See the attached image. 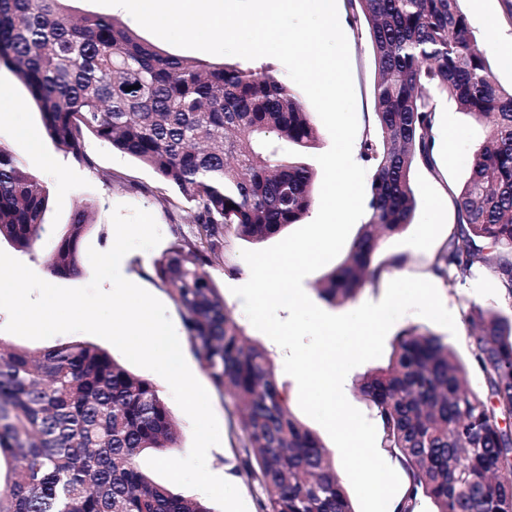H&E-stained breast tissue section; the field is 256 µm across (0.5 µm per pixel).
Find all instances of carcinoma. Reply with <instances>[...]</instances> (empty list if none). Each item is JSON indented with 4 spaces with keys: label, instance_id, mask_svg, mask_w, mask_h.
I'll return each instance as SVG.
<instances>
[{
    "label": "carcinoma",
    "instance_id": "carcinoma-1",
    "mask_svg": "<svg viewBox=\"0 0 512 512\" xmlns=\"http://www.w3.org/2000/svg\"><path fill=\"white\" fill-rule=\"evenodd\" d=\"M461 0H346L368 29L375 62V129L359 158L371 173L368 218L319 296L334 305L400 268L372 265L381 236L411 223L416 162L436 168L439 100L491 116L486 142L455 196L457 227L433 273L451 287L491 268L511 312L474 308L472 365L419 326L398 333L388 364L364 373L358 393L381 429L380 447L407 486L395 512H512V88L502 86ZM0 61L36 103L54 144L88 162L90 134L147 165L192 205L191 237L153 263L181 311L191 349L238 413L237 472L260 486L258 512H354L319 437L291 413L269 352L251 342L209 269L225 262L226 233L261 242L305 217L314 171L284 144L314 147L310 112L271 67L242 68L166 54L109 16L72 17L63 0H0ZM132 90H127V87ZM50 191L0 143V239L34 256ZM91 212L76 210L44 264L79 274ZM181 434L150 380L85 342L41 352L0 340V454L16 476L0 512H214L140 469L146 450L177 448Z\"/></svg>",
    "mask_w": 512,
    "mask_h": 512
}]
</instances>
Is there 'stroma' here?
Listing matches in <instances>:
<instances>
[{
	"label": "stroma",
	"instance_id": "35a3bbf8",
	"mask_svg": "<svg viewBox=\"0 0 512 512\" xmlns=\"http://www.w3.org/2000/svg\"><path fill=\"white\" fill-rule=\"evenodd\" d=\"M65 6L75 16L114 17L162 52L192 58L198 56L211 63L218 60L214 54H200L193 49L174 46L142 28L126 13L96 4L95 0H66ZM461 8L469 19L479 46L492 63L498 81L504 87H511L512 67L502 65L499 48L502 43L512 41V0H462ZM345 35L352 66L358 128L364 131L374 125V58L365 28L347 27ZM487 134L486 123L458 112L452 100L442 101L434 127L437 168L431 171L420 165L414 167L412 187L415 209L412 220L401 233L385 237L378 252L382 258L393 254L406 256L407 261L401 269L396 270V277L433 280L453 314L456 325L455 330L451 331L417 314L408 313L392 325L390 335H397L410 326L427 328L448 342L465 361L470 358L467 314L474 306L487 307L501 303L496 279L489 268L479 266L465 284L451 288L445 286L442 280L432 279L429 267L456 227L454 197L469 177L474 153ZM0 143L5 144L50 189L49 206L45 214L49 231L38 245V259L28 260V267L43 280L58 286L76 288L87 285L93 275L91 264H84L79 276L69 278L51 276L46 270L42 258L53 250L58 230L69 222L79 206L91 204L93 225L84 236L80 249L85 252L93 248L103 252L114 243L111 214L115 206L124 204L140 207L154 216L162 241L159 247L152 250L137 249L129 252L120 272L127 280L158 298L165 305L178 336L186 337L187 331L180 310L171 299L168 288L155 279L152 272V264L163 249L168 248L176 237L190 230L187 220L189 206L179 201L176 191L165 185L150 167L93 136L84 139L87 163L76 162L72 156L58 149L48 136L41 114L27 88L12 69L3 64L0 65ZM437 202L442 205L438 213L433 210ZM226 240L228 265L224 268H211L213 280L236 321L245 327L253 340L270 352L277 380L289 395L292 413L305 426L316 431L324 445H331L332 440L326 430L300 409L297 383L284 371V351L265 334L250 326L242 300L232 293L233 287L239 286L250 274L241 256L242 251L258 249V242L239 237L233 232L228 233ZM7 322V313L0 310V339L32 352L71 341H84L110 351L115 360L123 358L122 353L113 349L110 342L92 334L61 333L44 340H30L6 332ZM133 372L157 385L180 428L181 445L170 449L169 457L186 456L192 445V424L174 401L167 382L158 374L138 366L134 367ZM209 396L219 423L221 443L210 448L207 467L215 475H230L246 504L247 512H258L260 490L246 476L235 471L237 431L231 425L224 399L214 390L210 391Z\"/></svg>",
	"mask_w": 512,
	"mask_h": 512
}]
</instances>
